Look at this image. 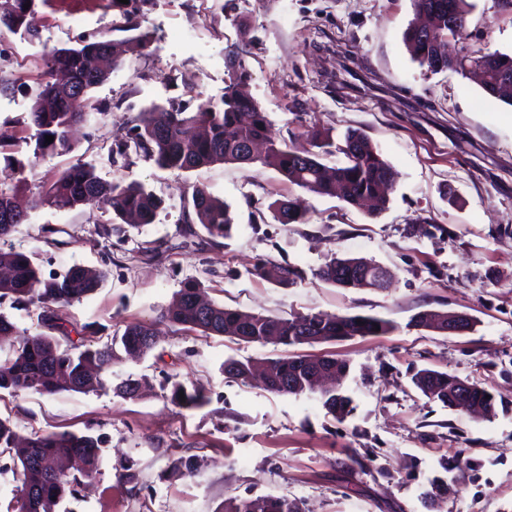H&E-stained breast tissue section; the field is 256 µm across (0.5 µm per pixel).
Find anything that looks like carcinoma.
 I'll return each mask as SVG.
<instances>
[{"mask_svg": "<svg viewBox=\"0 0 512 512\" xmlns=\"http://www.w3.org/2000/svg\"><path fill=\"white\" fill-rule=\"evenodd\" d=\"M37 0H0V30L34 37L28 18L34 12ZM129 0L125 5L112 0L122 8L124 31L140 29L136 22L139 3ZM439 0H413L416 19L404 32V41L411 49L414 60L430 73L452 71L462 76L468 67L485 63L487 81L483 91L490 97L512 106V55L487 53L439 56L436 44L448 38L457 40L468 36L469 16L474 8L471 0H444L450 10L441 11L433 4ZM432 33V40L423 39ZM126 42L114 40L84 41L78 47L53 48L44 55L46 81L42 84L28 112V128L34 130L27 145L31 148L36 165L45 157L69 153L74 144L71 130L74 125L90 118L89 112L72 109L70 89L78 85L83 96L103 84L108 72L97 69L93 61L107 56L117 67L126 52ZM247 43L231 51L226 68L234 74L224 88L222 96L200 101L194 111L171 103L154 107L150 121L141 126L134 124L116 138L111 149L112 164L126 165L130 153L149 158L162 167L188 172L215 163H233L275 170L290 184L319 196L335 197L346 204L360 206L371 202L369 215L379 217L387 210L396 172L382 157L373 141L363 132L350 130L343 143L335 146L329 141L314 143L318 151H298L286 141L269 136L267 113L253 98L246 86V69L242 55ZM53 142L45 144V136ZM265 144L264 151L254 155L249 150L253 142ZM337 152L344 162L328 167L322 156ZM17 185L0 184V241H5L15 227L27 219V213H14V195ZM105 199L115 214L140 229L153 223L163 207V199L148 191L135 180L105 181L96 173L94 165L77 162L62 171L41 191L34 206L44 204L76 207L93 199ZM274 220L292 224L302 219L303 213L291 200L276 199L268 205ZM183 220L186 224L201 225L212 238L231 235L233 219L230 208L214 197L205 187L196 186L191 197L183 199ZM0 266L12 271V276L0 280V300L9 298L17 304L36 305L42 310L40 323L47 332L24 339L15 349L13 357L0 364V389L14 394H55L60 391L84 393L106 385L105 375L112 364L121 359L119 351L131 357L152 351L153 331L147 325L132 324L123 334L101 346L90 344V338L99 330L91 325L69 329L59 311L94 293L106 277V272L74 265L64 272L44 277L40 269L22 252L0 247ZM317 276L323 282L344 289H361L358 281L343 282L336 278V259L321 267ZM200 285L187 283L165 310L163 317L169 322L196 329L205 336H245V343L266 340L284 346H300L301 326L315 328V334L330 339L336 336H382L392 332V322L368 315H336L311 313L292 318L271 317L243 312L213 304L200 309L192 302ZM57 331L60 336L52 335ZM79 336L74 343L70 332ZM69 343L61 348L60 340ZM297 355H285L271 362L277 375L286 380L296 374ZM224 365L233 366V378L246 381L253 361L229 358ZM434 384L422 393L431 400L450 404L448 388L454 376L431 371ZM488 392L476 387L473 404L480 407L483 416L494 413V400L486 398ZM323 406L333 417H343L352 411L347 395L322 394ZM171 402L179 408L194 409L206 403L204 395L184 385H173ZM102 439L89 433L35 432L25 441L16 438L11 424L0 419V448L8 452L10 469L17 481V493L9 501L7 512H56L66 497L77 498L80 478L98 473L102 457ZM59 460L68 464L67 471L49 476L39 461ZM224 512H302L299 504L285 496H256L235 499L224 505Z\"/></svg>", "mask_w": 512, "mask_h": 512, "instance_id": "carcinoma-1", "label": "carcinoma"}]
</instances>
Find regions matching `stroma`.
I'll return each instance as SVG.
<instances>
[{"label":"stroma","mask_w":512,"mask_h":512,"mask_svg":"<svg viewBox=\"0 0 512 512\" xmlns=\"http://www.w3.org/2000/svg\"><path fill=\"white\" fill-rule=\"evenodd\" d=\"M469 35L456 53H512V14L498 0H473ZM38 40L7 33L0 77V178L8 158L27 161V114L41 79L43 54L79 38L123 40L112 0H37ZM412 0H147L138 16L152 49H130L97 87L101 114L82 127L75 148L27 172L21 203L76 161L106 181L127 177L165 201L153 224L132 229L99 200L29 210L7 244L43 275L74 265L106 270L90 296L63 308L66 324L101 326V341L143 323L158 334L146 356L114 364L108 388L88 393L11 395L0 391V417L23 437L85 432L103 441L100 473L83 479L78 499L57 512H223L230 498L285 496L304 512H512V107L453 72L431 74L414 62L403 32ZM249 41V89L268 115L272 137L299 148L313 135L340 141L351 128L377 144L398 179L387 211L318 196L271 169L212 164L190 172L131 156L114 167L110 150L132 120L153 106L220 98L227 53ZM206 187L230 205L232 238L213 239L180 221L182 198ZM277 199L299 201L301 223L268 217ZM374 261L392 275L384 290H343L320 281L331 258ZM301 271L284 285L278 267ZM215 304L291 317L310 313L375 315L393 321L383 336L356 337L301 353L346 359L343 381L354 410L337 419L319 394L279 396L261 384L224 376V362L270 360L272 343L240 344L175 326L161 314L186 282ZM432 309L470 315L473 331L448 335L411 326ZM434 369L481 384L493 418L427 399L412 383ZM141 380L139 397L112 390ZM199 390L205 405L181 409L173 383ZM193 458V472L174 460ZM134 481H126V473ZM447 488L434 508L422 494L437 477Z\"/></svg>","instance_id":"stroma-1"}]
</instances>
